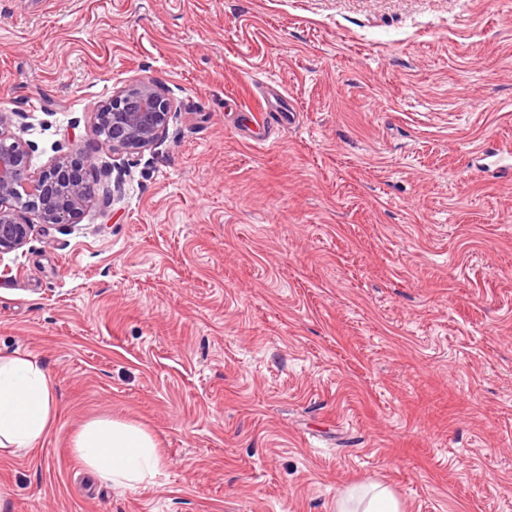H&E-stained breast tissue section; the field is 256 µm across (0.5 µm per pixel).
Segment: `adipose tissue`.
Wrapping results in <instances>:
<instances>
[{"mask_svg":"<svg viewBox=\"0 0 512 512\" xmlns=\"http://www.w3.org/2000/svg\"><path fill=\"white\" fill-rule=\"evenodd\" d=\"M53 403L52 385L37 363L20 355L0 358V451L35 447L52 423ZM73 450L99 479L125 489L153 483L163 468L151 435L126 422H88Z\"/></svg>","mask_w":512,"mask_h":512,"instance_id":"ef3b65f1","label":"adipose tissue"}]
</instances>
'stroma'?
<instances>
[{
  "label": "stroma",
  "mask_w": 512,
  "mask_h": 512,
  "mask_svg": "<svg viewBox=\"0 0 512 512\" xmlns=\"http://www.w3.org/2000/svg\"><path fill=\"white\" fill-rule=\"evenodd\" d=\"M135 80L166 135L0 255V357L55 395L0 512H512V0H0L33 170ZM99 418L154 436L153 484L87 474ZM378 485H372L370 489L364 487H352L349 497L337 507V512H349V503L359 500L366 501L363 512H401L397 499L386 488L378 489Z\"/></svg>",
  "instance_id": "obj_1"
}]
</instances>
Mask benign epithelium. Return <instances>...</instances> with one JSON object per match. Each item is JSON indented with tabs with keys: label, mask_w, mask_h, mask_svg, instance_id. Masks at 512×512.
<instances>
[{
	"label": "benign epithelium",
	"mask_w": 512,
	"mask_h": 512,
	"mask_svg": "<svg viewBox=\"0 0 512 512\" xmlns=\"http://www.w3.org/2000/svg\"><path fill=\"white\" fill-rule=\"evenodd\" d=\"M172 103L152 83L135 82L102 103L94 113L96 150L131 154L155 145L168 125ZM11 117L0 113V253L28 241L33 214L44 224L66 225L92 198L85 174L94 156L83 147L65 154L38 173L30 172V145L10 131Z\"/></svg>",
	"instance_id": "benign-epithelium-1"
}]
</instances>
